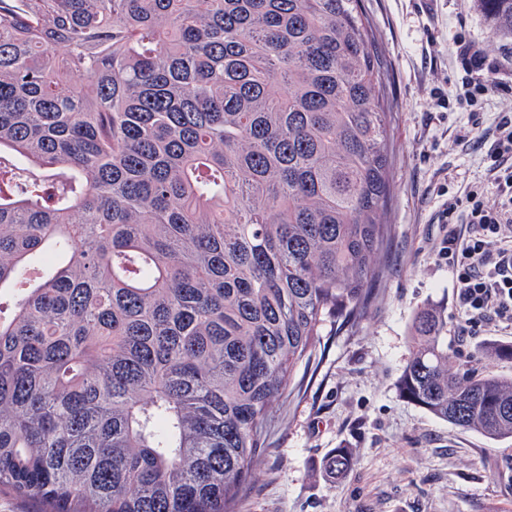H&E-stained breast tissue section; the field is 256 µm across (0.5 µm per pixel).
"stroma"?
<instances>
[{"label": "stroma", "mask_w": 512, "mask_h": 512, "mask_svg": "<svg viewBox=\"0 0 512 512\" xmlns=\"http://www.w3.org/2000/svg\"><path fill=\"white\" fill-rule=\"evenodd\" d=\"M361 8L384 67L391 235L365 317L344 328L323 321L310 362L297 366L299 385L273 409L235 512H512V440L440 420L398 388L413 319L426 306L441 310L458 364L512 376V360L479 354L488 342L511 343L512 329L487 323L460 340L455 276L439 254L449 197L487 177V146L466 139L472 116L490 129L512 113V40L493 36L475 0H361ZM460 37L499 63L503 84L472 114L453 103L465 75ZM338 448L354 466L334 480L324 462Z\"/></svg>", "instance_id": "obj_1"}]
</instances>
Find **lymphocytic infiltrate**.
<instances>
[{
  "instance_id": "obj_1",
  "label": "lymphocytic infiltrate",
  "mask_w": 512,
  "mask_h": 512,
  "mask_svg": "<svg viewBox=\"0 0 512 512\" xmlns=\"http://www.w3.org/2000/svg\"><path fill=\"white\" fill-rule=\"evenodd\" d=\"M457 54L466 78L456 103L471 107L498 87L499 68L466 41H459ZM471 127L475 144L489 146V178L465 198H449L448 221L464 228L449 232L441 251L455 273L457 302L466 315L464 336L490 321L512 327V113H504L493 131L477 121Z\"/></svg>"
}]
</instances>
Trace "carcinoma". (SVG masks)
<instances>
[{"instance_id":"obj_1","label":"carcinoma","mask_w":512,"mask_h":512,"mask_svg":"<svg viewBox=\"0 0 512 512\" xmlns=\"http://www.w3.org/2000/svg\"><path fill=\"white\" fill-rule=\"evenodd\" d=\"M477 2L511 39L512 0ZM383 76L360 0H0V487L234 512L319 325L366 312ZM442 329L416 314L402 396L512 439V377Z\"/></svg>"}]
</instances>
